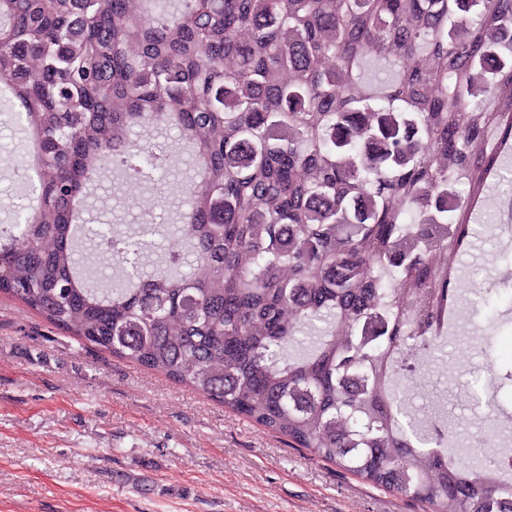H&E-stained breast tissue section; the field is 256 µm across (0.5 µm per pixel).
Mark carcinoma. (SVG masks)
I'll return each instance as SVG.
<instances>
[{"label":"carcinoma","instance_id":"cac0c4a2","mask_svg":"<svg viewBox=\"0 0 512 512\" xmlns=\"http://www.w3.org/2000/svg\"><path fill=\"white\" fill-rule=\"evenodd\" d=\"M37 204L0 231V293L430 512H512L496 455L456 460L398 398L445 346L474 225L512 188V0H0V83ZM200 179L192 256L114 284L75 245L139 257L74 213L107 159Z\"/></svg>","mask_w":512,"mask_h":512}]
</instances>
